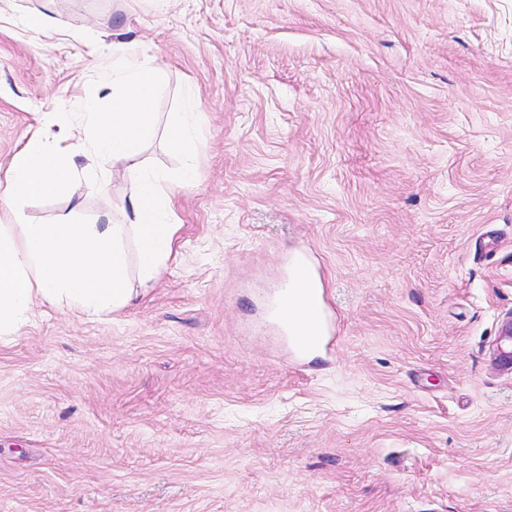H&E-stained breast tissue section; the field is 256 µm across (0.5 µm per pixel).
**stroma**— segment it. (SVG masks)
I'll return each instance as SVG.
<instances>
[{"label": "stroma", "mask_w": 512, "mask_h": 512, "mask_svg": "<svg viewBox=\"0 0 512 512\" xmlns=\"http://www.w3.org/2000/svg\"><path fill=\"white\" fill-rule=\"evenodd\" d=\"M116 41L159 125L195 95L198 177L129 306L0 345V512H512V0H0V172L107 108ZM130 191L120 162L26 214ZM298 254L336 319L312 359L270 317Z\"/></svg>", "instance_id": "35a3bbf8"}]
</instances>
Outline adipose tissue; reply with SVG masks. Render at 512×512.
<instances>
[{
  "mask_svg": "<svg viewBox=\"0 0 512 512\" xmlns=\"http://www.w3.org/2000/svg\"><path fill=\"white\" fill-rule=\"evenodd\" d=\"M158 69L128 44L112 46V64L98 74L112 88L108 111L85 102L70 115L85 153L99 162L131 161V192L121 224L30 223L32 200L71 188L78 170L60 141L31 134L0 175V202L12 218L0 223V345L10 344L32 318L36 304L64 306L90 320L127 307L169 259L180 230L172 195L195 183L199 119L194 97L170 121L168 150L179 157L174 173L163 175L134 165L155 131L152 112ZM136 242L138 263L129 268L127 244Z\"/></svg>",
  "mask_w": 512,
  "mask_h": 512,
  "instance_id": "1",
  "label": "adipose tissue"
}]
</instances>
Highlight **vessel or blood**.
Masks as SVG:
<instances>
[{"mask_svg": "<svg viewBox=\"0 0 512 512\" xmlns=\"http://www.w3.org/2000/svg\"><path fill=\"white\" fill-rule=\"evenodd\" d=\"M277 313L283 333L290 335L297 351H312L331 344L325 293L318 288L309 266H301L297 287L280 298Z\"/></svg>", "mask_w": 512, "mask_h": 512, "instance_id": "obj_1", "label": "vessel or blood"}]
</instances>
